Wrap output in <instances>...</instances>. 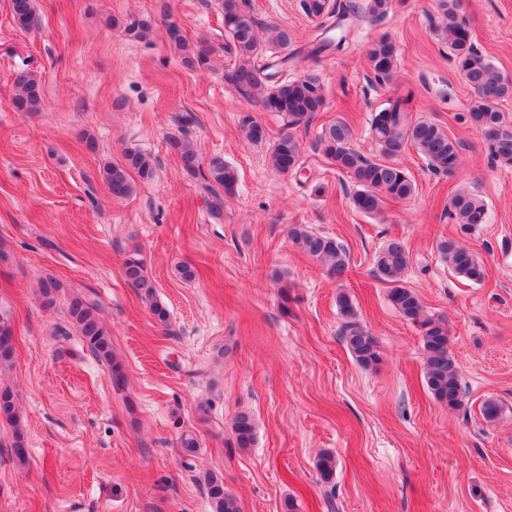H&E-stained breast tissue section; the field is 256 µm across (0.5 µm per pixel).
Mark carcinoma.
Instances as JSON below:
<instances>
[{"label": "carcinoma", "instance_id": "carcinoma-1", "mask_svg": "<svg viewBox=\"0 0 512 512\" xmlns=\"http://www.w3.org/2000/svg\"><path fill=\"white\" fill-rule=\"evenodd\" d=\"M392 0H302V9L316 28L325 36L313 41L308 54H319L331 47L344 48L347 32L343 21L349 17L357 21H373L386 15ZM224 14L226 49L235 56L233 67L224 73L225 79L241 94L261 95L267 112L278 116L289 131L279 136L270 149V164L285 174L302 165L301 144L292 129L308 124L326 107V92L320 76L309 73L292 81L278 83L283 67L293 58L288 52L292 38L288 31L258 22L252 15L248 0H221ZM439 13L446 25L443 34L453 60L472 91L468 112L463 115L467 123L480 131L495 162L512 169V115L501 109L502 102L512 99V77L500 71L472 43L469 29L455 24L460 0H437ZM12 17L21 29L31 28L36 21L35 0H10ZM155 22L150 16H141L125 25L126 36L134 41L146 40L153 32ZM167 35L180 62L188 69L201 70L212 66V50L203 42H191L183 36L179 26L169 22ZM278 47L284 55L273 56L270 47ZM370 69L375 79L390 83L398 67L396 45L387 35L377 38L368 51ZM13 107L17 112H38L42 101L41 83L36 73L20 71L14 77ZM410 98L392 97L386 106L371 117L370 128L376 144V155L368 157L353 145V131L349 123L336 119L322 131L319 148L337 172L349 177L356 186L351 196L353 207L359 212L377 216L382 213L386 200H407L415 193L413 180L403 167L401 156L413 147L435 174L452 176L460 164V143L448 135L438 123L420 119L410 111ZM246 137L253 144L266 141L264 125L251 119L244 124ZM170 146L180 157L184 171L202 180L209 194L207 205L214 214L224 210L225 197L235 195L238 173L223 158L212 157L207 166L199 162L193 142L183 132L170 140ZM122 164L112 163L103 168V178L114 198H124L133 190L129 171L143 179L154 174L151 157L138 150H128ZM448 217L458 224V235L440 237L436 251L456 276L473 284L486 278L483 262L461 242L460 237L471 234L475 227L488 223V207L477 195L465 190L454 191L448 208ZM289 238L301 253L317 261L327 275L342 281L347 278L351 256L336 238L316 233L304 224L291 225ZM376 269L382 281L390 285L388 300L392 307L408 322L420 326L424 348V376L432 395L440 403L456 408L461 404L463 389L456 362L448 349V327L445 323L423 315L424 306L419 294L405 285V275L411 263L410 252L402 240L391 239L378 252ZM124 275L132 287L141 291L149 302L151 315L167 324L166 308L154 301L153 284L144 273V263L133 252L124 260ZM336 303L343 317L341 335L357 361L364 366L379 358L378 345L356 318L349 295L341 291ZM70 322L82 337L87 349L100 362L110 367L112 384L124 386L122 366L114 360L110 331L105 326L98 308L85 299L75 297L68 305ZM13 329L8 318H0V367L14 362ZM0 417L14 427L13 452L22 464L27 461V448L23 418L14 391L0 387ZM235 444L249 448L255 442L256 426L253 417L241 412L232 423ZM336 469L335 456L329 452L317 461L321 479L331 478ZM204 490L212 512H240L237 500L224 489V480L209 475Z\"/></svg>", "mask_w": 512, "mask_h": 512}]
</instances>
